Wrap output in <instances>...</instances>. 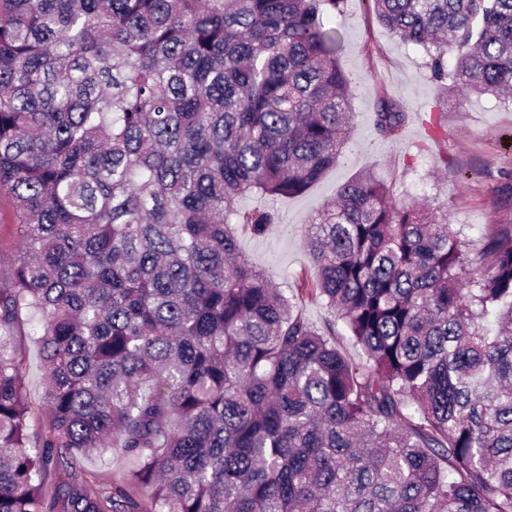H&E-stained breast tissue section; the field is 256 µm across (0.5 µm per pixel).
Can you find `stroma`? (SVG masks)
Instances as JSON below:
<instances>
[{
  "label": "stroma",
  "instance_id": "35a3bbf8",
  "mask_svg": "<svg viewBox=\"0 0 512 512\" xmlns=\"http://www.w3.org/2000/svg\"><path fill=\"white\" fill-rule=\"evenodd\" d=\"M334 24L345 38L340 63L359 79L345 160L303 195L272 201L251 194L238 201L247 211L277 210L279 222L267 235L238 231L239 248L255 266L272 273L277 286L302 288L300 308L317 326L331 312L312 291L317 270L305 248V229L357 174L374 172L391 186L396 200L437 208L452 228L462 230L473 253L481 249L488 228L512 222V100L492 95L444 99L427 77L422 52L390 35L363 0H348ZM383 87L407 111L404 131L393 141L381 140L373 126ZM430 117L445 130L437 144L426 137L423 121Z\"/></svg>",
  "mask_w": 512,
  "mask_h": 512
}]
</instances>
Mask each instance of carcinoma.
I'll return each mask as SVG.
<instances>
[{
  "instance_id": "cac0c4a2",
  "label": "carcinoma",
  "mask_w": 512,
  "mask_h": 512,
  "mask_svg": "<svg viewBox=\"0 0 512 512\" xmlns=\"http://www.w3.org/2000/svg\"><path fill=\"white\" fill-rule=\"evenodd\" d=\"M362 2L443 89L512 92V0ZM346 5L0 0V512H512V224L470 255L356 176L308 229L322 329L238 246L278 223L239 197L307 192L348 142ZM406 119L381 89L377 134ZM114 448L100 487L80 462ZM12 208L7 197H0V255L5 259L11 257L18 247V242L12 234ZM34 338L35 336H17V340L25 349L28 358L29 365L25 382L32 406L33 420L38 423L43 416L42 395L45 389V377ZM128 466V460L120 451H112L104 459L90 458L83 462L85 471L95 476L97 484L103 487H112V482L121 479Z\"/></svg>"
}]
</instances>
